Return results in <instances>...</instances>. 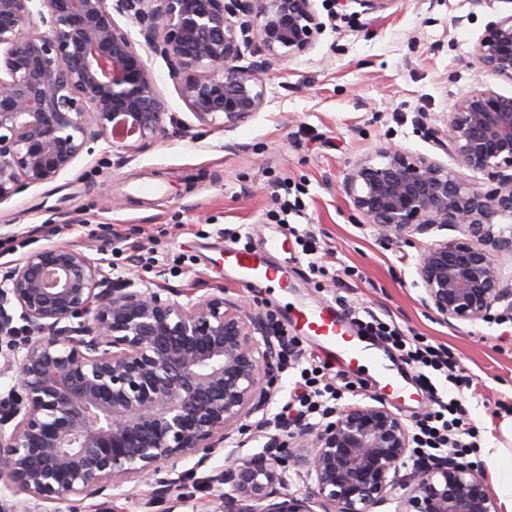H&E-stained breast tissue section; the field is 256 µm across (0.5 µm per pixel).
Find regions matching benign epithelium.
<instances>
[{"label": "benign epithelium", "mask_w": 512, "mask_h": 512, "mask_svg": "<svg viewBox=\"0 0 512 512\" xmlns=\"http://www.w3.org/2000/svg\"><path fill=\"white\" fill-rule=\"evenodd\" d=\"M323 30L315 0H0V203L55 180L100 140L127 153L182 125L142 45L168 63L199 125L232 131L267 105L272 62L309 52ZM474 58L512 83V13L486 27ZM445 137L457 166L492 188L383 143L345 173V192L387 235L458 232L418 259L423 303L441 320L512 316V96L472 92L448 114ZM4 284L0 341L20 331L26 340L7 360L15 385L0 398V512H39L144 477L164 500L177 479L158 477L162 464L197 455L203 466L270 402L280 346L238 300L111 284L61 244L29 252ZM410 446L394 412L355 404L300 433L287 458L253 456L227 481L251 502L244 512H374ZM287 464L307 468L309 494L281 491ZM402 487L397 512H502L485 472L451 454Z\"/></svg>", "instance_id": "benign-epithelium-1"}]
</instances>
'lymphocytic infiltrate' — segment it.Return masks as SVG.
<instances>
[{
	"mask_svg": "<svg viewBox=\"0 0 512 512\" xmlns=\"http://www.w3.org/2000/svg\"><path fill=\"white\" fill-rule=\"evenodd\" d=\"M300 202L283 200L275 215L281 224L289 225L290 232L310 270H321L322 258L317 242L308 228L290 226V216H302ZM357 324L362 334L378 338L388 351L398 355L415 375L422 388L428 393L432 406L424 415L412 421V453L419 464H428L441 459L448 451H455L465 458L475 454L479 446V429L464 405L465 392L471 389L473 380L460 370L448 349L435 346L416 336L405 335L394 323L379 318L373 312H366ZM443 375L450 383L448 394H439L433 384L432 373ZM305 390L296 403L284 404L273 417L275 425L284 426L289 416H296L305 425L317 426L327 420L335 411L336 404L344 395H357L360 385L345 374L331 371L322 364L301 371Z\"/></svg>",
	"mask_w": 512,
	"mask_h": 512,
	"instance_id": "obj_1",
	"label": "lymphocytic infiltrate"
}]
</instances>
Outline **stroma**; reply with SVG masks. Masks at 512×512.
I'll list each match as a JSON object with an SVG mask.
<instances>
[{
    "label": "stroma",
    "instance_id": "stroma-1",
    "mask_svg": "<svg viewBox=\"0 0 512 512\" xmlns=\"http://www.w3.org/2000/svg\"><path fill=\"white\" fill-rule=\"evenodd\" d=\"M316 6L326 29L315 47L274 64L269 105L232 131L200 126L169 80L166 62L152 57L181 129L127 154L98 142L93 154L82 155L54 181L0 203V238L18 234L28 242L0 256V275L27 250L59 243L84 251L108 281L134 280L197 297L220 291L281 320L294 307L343 298L346 309H369L446 345L474 380L465 405L480 428L481 445L494 447L501 420L512 414V318L450 324L429 312L417 260L432 235L404 240L361 223L343 178L382 142L452 164L437 138L452 106L487 86L512 95V84L474 64L478 38L489 22L512 12V0H395L375 13L354 0L343 10L330 0ZM139 178L163 181L165 195H131L128 185ZM278 179L301 190L306 222L328 251L324 264L340 276L305 269L288 291L247 292L217 274L219 249L236 235L258 249L269 235L284 234L267 216ZM116 233L143 245L141 263L113 267ZM354 374L368 387L358 401L387 404L403 422L430 407L415 383L387 403L377 377L364 368ZM276 436L290 434L250 429L226 441L204 466L192 458L168 463L183 480L166 500H155L149 478L132 495L115 500L106 492L74 503L70 512H105L109 505L115 512H224L232 491L226 469L267 453Z\"/></svg>",
    "mask_w": 512,
    "mask_h": 512
}]
</instances>
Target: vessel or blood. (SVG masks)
<instances>
[{
    "label": "vessel or blood",
    "mask_w": 512,
    "mask_h": 512,
    "mask_svg": "<svg viewBox=\"0 0 512 512\" xmlns=\"http://www.w3.org/2000/svg\"><path fill=\"white\" fill-rule=\"evenodd\" d=\"M223 255L221 272L225 280L235 283L239 288L262 292L275 286L283 290L292 286V274L287 265L269 263L265 253L228 246ZM294 323L301 332L312 336L326 359H345L360 366L371 365L387 387H399L405 374L404 369L387 354L377 351L373 345L364 341L363 337L353 335L348 321L333 302L297 307Z\"/></svg>",
    "instance_id": "vessel-or-blood-1"
}]
</instances>
